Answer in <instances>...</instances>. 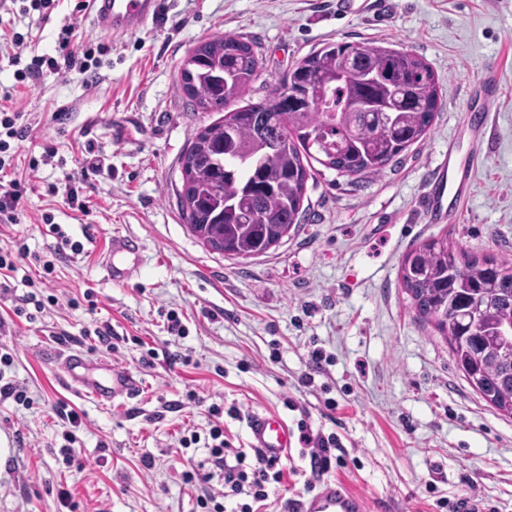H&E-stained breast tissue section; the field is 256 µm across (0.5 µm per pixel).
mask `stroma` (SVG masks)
<instances>
[{"mask_svg":"<svg viewBox=\"0 0 512 512\" xmlns=\"http://www.w3.org/2000/svg\"><path fill=\"white\" fill-rule=\"evenodd\" d=\"M74 5L56 0L42 22L27 0H0V88L12 91L0 111L23 113L30 127L0 170V186H25L18 223H0V247L29 252L12 290H0V352L13 357L0 375L30 399L0 398V512H199L204 491L239 512L246 496L226 495L221 477L203 487L183 479L210 458L213 405L226 438L244 451L256 412L334 437L346 464L329 475L364 496L368 512H456L462 500L512 512V416L474 391L399 280L403 256L432 237L448 236L479 259L512 258V0H356L346 13L337 0H163L153 21L123 36L99 32ZM71 21L74 51L108 44L96 69L18 84L12 36L50 53ZM224 33L249 42L260 66L236 109L261 101L329 43L407 50L429 64L443 95L425 138L380 174L316 167L302 223L264 255L230 259L192 235L178 198L186 147L220 118L192 106L178 87L180 68L200 41ZM486 76L503 93L475 145L461 120L471 83ZM452 141L459 159L478 158L472 191L452 203L457 219L429 224L417 200ZM69 183L87 212L66 204ZM64 235L82 243L81 254L62 246ZM116 235L139 245L140 273L125 284L102 266ZM44 260L54 264L58 303L30 322L14 308ZM87 292L95 311L82 302ZM171 311L182 334L168 330ZM106 325L110 349L94 334ZM64 331L71 339L63 343ZM62 351L129 371L137 395L106 406L83 396L57 369ZM62 402L80 414L79 430L59 416ZM72 432L70 464L62 448ZM190 435L196 443L183 446ZM302 448L295 443L281 460L263 512H298L309 494Z\"/></svg>","mask_w":512,"mask_h":512,"instance_id":"obj_1","label":"stroma"}]
</instances>
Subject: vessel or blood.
<instances>
[{
  "label": "vessel or blood",
  "instance_id": "obj_1",
  "mask_svg": "<svg viewBox=\"0 0 512 512\" xmlns=\"http://www.w3.org/2000/svg\"><path fill=\"white\" fill-rule=\"evenodd\" d=\"M86 3L94 26L114 36L138 30L155 18L161 7L160 0H86ZM499 94L498 81L488 77L481 80L478 94L470 97L463 121L473 142H480L491 106ZM474 175V169L456 166L452 155L443 156L418 201L419 210L427 222L444 219L448 214L447 198L466 195ZM137 250L133 240H112L104 264L110 281L123 284L132 279L137 264L130 256ZM62 369L80 393L102 404L132 397L138 390L137 379L128 371L110 367L101 376L93 373L84 358L77 354L64 355ZM248 428L252 447L266 458L282 459L294 444L292 428L278 415L254 413ZM300 512H367V503L362 495L351 491L341 481L325 479L301 504Z\"/></svg>",
  "mask_w": 512,
  "mask_h": 512
}]
</instances>
